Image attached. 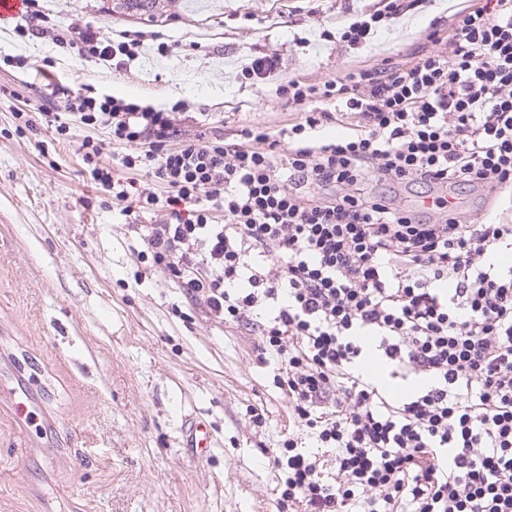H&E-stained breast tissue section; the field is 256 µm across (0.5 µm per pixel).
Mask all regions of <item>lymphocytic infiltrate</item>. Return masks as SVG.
I'll return each mask as SVG.
<instances>
[{
    "mask_svg": "<svg viewBox=\"0 0 512 512\" xmlns=\"http://www.w3.org/2000/svg\"><path fill=\"white\" fill-rule=\"evenodd\" d=\"M420 0H385L340 32L362 46ZM447 52L351 70L281 93L297 116L273 136L182 137V104L71 96L69 122L124 146L79 145L97 190L147 213L136 224L147 269L207 319L257 332L272 384L320 447L284 439L277 512H512V0L458 13ZM21 33L80 58H138L145 37L101 40L72 18L53 23L27 0ZM343 136L323 137L328 125ZM142 173L166 195L137 189ZM497 197L479 223L458 220V186ZM421 188L413 206L404 193ZM221 209L223 223L212 211ZM393 377L422 379L389 401L360 368L365 346Z\"/></svg>",
    "mask_w": 512,
    "mask_h": 512,
    "instance_id": "lymphocytic-infiltrate-1",
    "label": "lymphocytic infiltrate"
}]
</instances>
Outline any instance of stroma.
Segmentation results:
<instances>
[{"mask_svg": "<svg viewBox=\"0 0 512 512\" xmlns=\"http://www.w3.org/2000/svg\"><path fill=\"white\" fill-rule=\"evenodd\" d=\"M116 0H46L52 17L73 16L101 37L149 39L138 59L115 68L78 58L0 21V380L22 387L36 421L0 404V512H276L287 435L305 436L258 338L190 306L162 274L135 279L131 224L121 202L90 185L78 147L106 129L51 113L67 95L108 94L154 106H187L183 133L233 138L290 119L279 93L293 78L320 82L399 60L452 31L462 0H425L362 48L321 40L380 0H162L154 19ZM168 55L157 53L158 45ZM278 56L267 78H243L257 55ZM24 67L8 64L11 56ZM36 115L33 128L19 115ZM262 409L255 426L249 408ZM206 422L212 445L187 448L186 419Z\"/></svg>", "mask_w": 512, "mask_h": 512, "instance_id": "35a3bbf8", "label": "stroma"}]
</instances>
